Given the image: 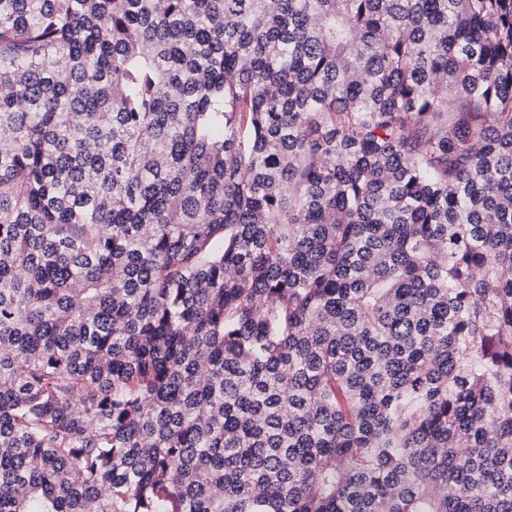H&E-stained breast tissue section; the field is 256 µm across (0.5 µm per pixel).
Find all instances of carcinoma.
Returning a JSON list of instances; mask_svg holds the SVG:
<instances>
[{
  "mask_svg": "<svg viewBox=\"0 0 512 512\" xmlns=\"http://www.w3.org/2000/svg\"><path fill=\"white\" fill-rule=\"evenodd\" d=\"M0 512H512V0H0Z\"/></svg>",
  "mask_w": 512,
  "mask_h": 512,
  "instance_id": "cac0c4a2",
  "label": "carcinoma"
}]
</instances>
